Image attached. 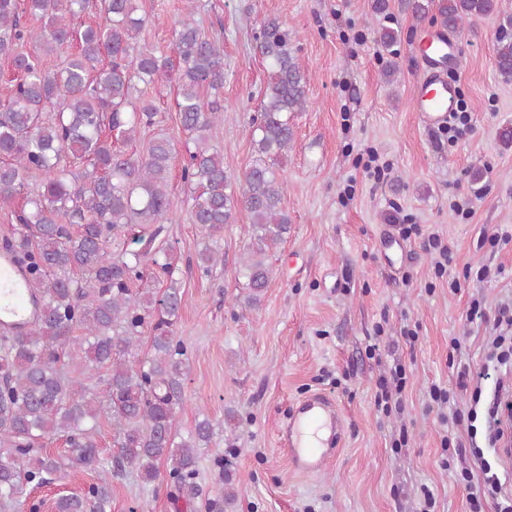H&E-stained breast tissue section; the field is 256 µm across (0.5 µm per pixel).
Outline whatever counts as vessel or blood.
<instances>
[{
  "label": "vessel or blood",
  "mask_w": 512,
  "mask_h": 512,
  "mask_svg": "<svg viewBox=\"0 0 512 512\" xmlns=\"http://www.w3.org/2000/svg\"><path fill=\"white\" fill-rule=\"evenodd\" d=\"M433 45V40L428 39L419 47L426 74L414 89L413 103L431 125L441 126L448 122L456 95L436 63L438 54ZM27 309L26 290L18 271L10 260L0 261V314L10 319ZM341 438L342 415L337 404L327 396L315 395L303 401L296 415L289 418L281 445L287 448L294 469L314 473L323 468Z\"/></svg>",
  "instance_id": "1"
}]
</instances>
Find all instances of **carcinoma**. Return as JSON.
<instances>
[{
  "label": "carcinoma",
  "mask_w": 512,
  "mask_h": 512,
  "mask_svg": "<svg viewBox=\"0 0 512 512\" xmlns=\"http://www.w3.org/2000/svg\"><path fill=\"white\" fill-rule=\"evenodd\" d=\"M401 11L455 33L473 17L495 16L500 32L495 66L512 77V10L502 0H399ZM102 22L78 30L73 18L90 9ZM194 0L175 30L177 65L140 45L146 17L137 0H0V57L20 73L0 108V209L21 229L6 240L27 279L36 309L27 328L0 329V505L19 508L31 492L67 467L97 473L87 488L56 500V512H112V479L136 473L146 486L166 473L177 497L203 496L198 451L215 435L207 417L186 434L176 428L184 403L187 348L174 336L183 291L170 257L152 250L156 234L137 236L136 250L110 242L137 224H158L173 201L168 190L175 144L154 136L144 152L127 150L159 123L158 109L137 95V83L176 80V108L190 192V219L203 231L195 266L210 276L224 265V225L249 215L238 270L256 307L272 280L269 253L290 230L282 205L283 159L294 142L293 114L306 105L305 77L288 28L262 22L257 49L267 62V87L248 135L255 159L234 185L209 133L221 120L224 48L201 32ZM41 21L29 28L23 18ZM31 46L32 51L23 50ZM65 55L42 67V55ZM38 190L15 207L26 178ZM77 225L76 231L70 226ZM166 285L138 288L145 272ZM81 335H74L75 331ZM152 352L139 355L145 332ZM112 426L111 459L95 439L100 417ZM61 439L67 458L43 451ZM165 471H160V467ZM224 495L211 512H233L238 489L223 466Z\"/></svg>",
  "instance_id": "1"
}]
</instances>
